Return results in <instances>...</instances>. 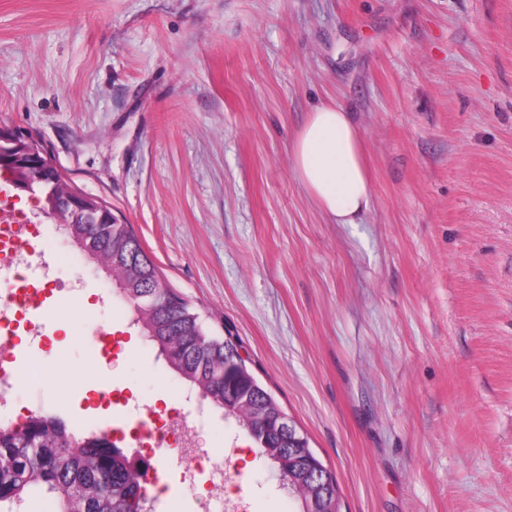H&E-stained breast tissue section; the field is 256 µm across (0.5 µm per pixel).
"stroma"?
Masks as SVG:
<instances>
[{
	"mask_svg": "<svg viewBox=\"0 0 512 512\" xmlns=\"http://www.w3.org/2000/svg\"><path fill=\"white\" fill-rule=\"evenodd\" d=\"M338 101L372 208L329 224L289 144ZM132 225L210 332L231 331L339 480L343 512H512V0H0V126ZM58 265L18 330L0 420L80 434L184 387L111 280L43 219ZM93 300L73 308L71 280ZM132 351L101 364L103 335ZM123 391L101 404L102 376ZM212 458L235 422L208 408ZM249 512H296L263 461L225 463ZM153 512L208 484L158 475Z\"/></svg>",
	"mask_w": 512,
	"mask_h": 512,
	"instance_id": "35a3bbf8",
	"label": "stroma"
}]
</instances>
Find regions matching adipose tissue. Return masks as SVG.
Returning a JSON list of instances; mask_svg holds the SVG:
<instances>
[{
  "label": "adipose tissue",
  "mask_w": 512,
  "mask_h": 512,
  "mask_svg": "<svg viewBox=\"0 0 512 512\" xmlns=\"http://www.w3.org/2000/svg\"><path fill=\"white\" fill-rule=\"evenodd\" d=\"M290 152L299 184L327 223L363 222L371 206L370 173L361 131L344 104L313 108Z\"/></svg>",
  "instance_id": "obj_1"
}]
</instances>
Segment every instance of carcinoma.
Wrapping results in <instances>:
<instances>
[{
  "mask_svg": "<svg viewBox=\"0 0 512 512\" xmlns=\"http://www.w3.org/2000/svg\"><path fill=\"white\" fill-rule=\"evenodd\" d=\"M14 181L32 177L42 193L40 211L55 214L54 186L62 179L56 168L43 172L33 165L12 170ZM86 203L105 222L90 234L83 220L63 215L57 221L62 233L88 260L100 259L121 274L123 299L133 317L141 316L142 335L157 348L180 382L204 393L208 403L224 411L227 420L246 425L263 420L273 431L255 442L259 455L285 482L293 481L315 505L297 501V512H340L336 474L310 448L307 436L294 430L296 441L274 430L283 408L248 365L236 364L235 344L211 334L200 315L170 288L146 254L131 225L117 222L112 208L93 198ZM140 483L127 457L104 434L77 435L65 422L43 413L28 416L17 427L0 428V510L13 512L41 494L61 497L69 492L75 512H140L134 504V487Z\"/></svg>",
  "mask_w": 512,
  "mask_h": 512,
  "instance_id": "carcinoma-1",
  "label": "carcinoma"
}]
</instances>
